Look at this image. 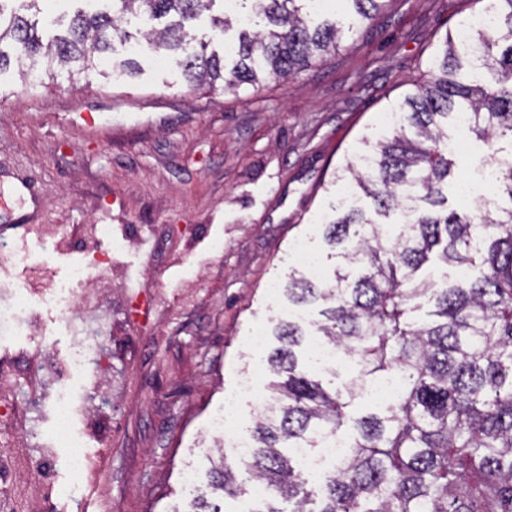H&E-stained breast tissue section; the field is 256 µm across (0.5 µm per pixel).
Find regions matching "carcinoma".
Wrapping results in <instances>:
<instances>
[{
    "instance_id": "carcinoma-1",
    "label": "carcinoma",
    "mask_w": 512,
    "mask_h": 512,
    "mask_svg": "<svg viewBox=\"0 0 512 512\" xmlns=\"http://www.w3.org/2000/svg\"><path fill=\"white\" fill-rule=\"evenodd\" d=\"M112 12L79 11L67 37L43 42L37 23L0 4V72L16 62L25 86L55 79L71 63L87 68L114 40L146 41L171 54L196 86H255L262 76L290 78L335 52L345 33L373 20L390 0H338L334 21L313 25L311 0H240L236 62L208 51L194 22L217 0H110ZM489 24L462 43L448 32L430 61V79L414 84L388 111L399 122L388 135L362 139L337 180L346 195L323 219L338 262L325 281L298 269L282 294L296 307L318 306L315 335L356 360V374L336 386V368L306 354L303 327L277 324L267 357L275 380L271 407L249 429L244 470L264 487L255 512H512V0H492ZM173 15L161 29L136 35L125 15ZM461 112L467 131L496 164V204L475 212L448 207L457 180L449 127ZM468 267L464 279L448 268ZM428 304V318L411 313ZM332 379L326 381L323 371ZM399 380L395 398L365 411L368 386ZM345 426L355 436L337 466L318 477L314 509L296 448H315ZM238 493L223 464L190 512H222L219 498ZM292 502L288 511L279 503Z\"/></svg>"
}]
</instances>
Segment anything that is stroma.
Listing matches in <instances>:
<instances>
[{
    "instance_id": "35a3bbf8",
    "label": "stroma",
    "mask_w": 512,
    "mask_h": 512,
    "mask_svg": "<svg viewBox=\"0 0 512 512\" xmlns=\"http://www.w3.org/2000/svg\"><path fill=\"white\" fill-rule=\"evenodd\" d=\"M474 10L471 0H399L345 35L336 55L256 90L193 87L158 50L133 55L118 42L86 76L27 88L16 70L0 74V235L19 251L0 263V307L26 306L35 327L0 335V363L24 364L0 440L52 459L47 479L21 472L16 512H35L46 494L55 512L187 506L184 469L207 483L218 456L212 415L230 402L235 424H248L268 400L271 376L249 331L278 322L271 288L287 282L294 245L326 256L317 219L341 166ZM130 58L136 74L113 80ZM26 224L56 235L57 249L21 256ZM79 266L92 281L66 317L53 288ZM92 335L102 358L85 375L70 365L71 340ZM251 375L254 396L239 391ZM48 380L83 411L76 499L53 442V401L40 395Z\"/></svg>"
}]
</instances>
